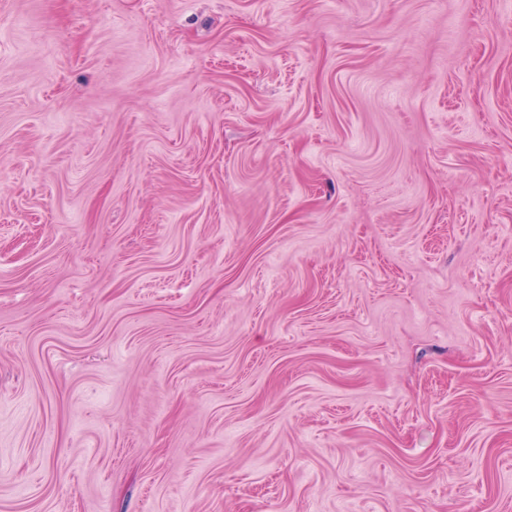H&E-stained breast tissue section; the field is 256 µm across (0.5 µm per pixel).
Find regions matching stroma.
<instances>
[{
  "instance_id": "35a3bbf8",
  "label": "stroma",
  "mask_w": 512,
  "mask_h": 512,
  "mask_svg": "<svg viewBox=\"0 0 512 512\" xmlns=\"http://www.w3.org/2000/svg\"><path fill=\"white\" fill-rule=\"evenodd\" d=\"M0 512H512V0H0Z\"/></svg>"
}]
</instances>
